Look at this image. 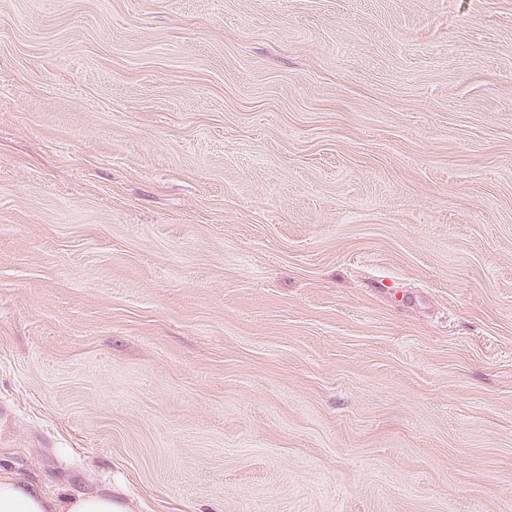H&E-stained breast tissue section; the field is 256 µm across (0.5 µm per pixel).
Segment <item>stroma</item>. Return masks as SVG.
I'll use <instances>...</instances> for the list:
<instances>
[{
  "instance_id": "35a3bbf8",
  "label": "stroma",
  "mask_w": 512,
  "mask_h": 512,
  "mask_svg": "<svg viewBox=\"0 0 512 512\" xmlns=\"http://www.w3.org/2000/svg\"><path fill=\"white\" fill-rule=\"evenodd\" d=\"M0 473L512 512V0H0Z\"/></svg>"
}]
</instances>
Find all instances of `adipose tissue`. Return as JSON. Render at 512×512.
I'll list each match as a JSON object with an SVG mask.
<instances>
[{
  "instance_id": "adipose-tissue-1",
  "label": "adipose tissue",
  "mask_w": 512,
  "mask_h": 512,
  "mask_svg": "<svg viewBox=\"0 0 512 512\" xmlns=\"http://www.w3.org/2000/svg\"><path fill=\"white\" fill-rule=\"evenodd\" d=\"M0 512H126V507L108 493L56 499L20 479L0 475Z\"/></svg>"
}]
</instances>
